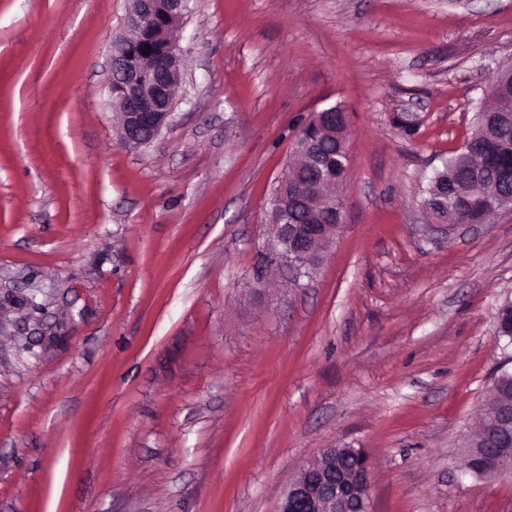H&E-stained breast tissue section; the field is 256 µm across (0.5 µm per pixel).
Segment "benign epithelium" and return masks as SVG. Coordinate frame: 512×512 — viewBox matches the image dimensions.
<instances>
[{
  "label": "benign epithelium",
  "mask_w": 512,
  "mask_h": 512,
  "mask_svg": "<svg viewBox=\"0 0 512 512\" xmlns=\"http://www.w3.org/2000/svg\"><path fill=\"white\" fill-rule=\"evenodd\" d=\"M126 16L128 34L113 45L108 90L120 134V143L138 147L152 141L167 125L174 110L181 80L182 53L176 31L188 10V0H129ZM145 31L153 41L164 44L159 56L145 53L136 34ZM348 115L328 119V109L313 114L304 125L301 139H336L348 152ZM340 224H307L303 229L286 224L269 225L260 253L255 279L266 284L271 274L286 277L285 284L300 287L301 267L282 251L290 244L295 255L316 254L309 269L317 267L324 247L329 245ZM495 445L476 438L469 445L466 465L492 463L491 473L512 469V402L500 403L494 413ZM371 467L358 448L324 449L304 466L299 476L283 491L277 512H368Z\"/></svg>",
  "instance_id": "7a95c632"
}]
</instances>
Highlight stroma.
Returning a JSON list of instances; mask_svg holds the SVG:
<instances>
[{
	"instance_id": "35a3bbf8",
	"label": "stroma",
	"mask_w": 512,
	"mask_h": 512,
	"mask_svg": "<svg viewBox=\"0 0 512 512\" xmlns=\"http://www.w3.org/2000/svg\"><path fill=\"white\" fill-rule=\"evenodd\" d=\"M127 0H0V512H277L362 449L369 512H512L465 444L512 302V213L447 233L422 190L512 60V0H189L167 125L119 141ZM349 116L343 223L258 289L313 113Z\"/></svg>"
}]
</instances>
